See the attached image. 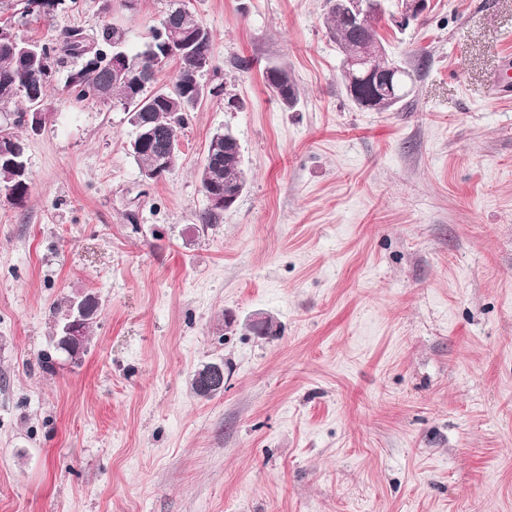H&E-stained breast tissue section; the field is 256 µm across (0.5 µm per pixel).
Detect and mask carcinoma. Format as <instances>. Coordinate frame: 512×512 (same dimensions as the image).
Masks as SVG:
<instances>
[{
    "label": "carcinoma",
    "mask_w": 512,
    "mask_h": 512,
    "mask_svg": "<svg viewBox=\"0 0 512 512\" xmlns=\"http://www.w3.org/2000/svg\"><path fill=\"white\" fill-rule=\"evenodd\" d=\"M328 12L325 27L342 56L353 53L364 43H382L376 29L379 13L375 12L362 25L350 21L344 10L345 0H327ZM62 0H23L21 15L48 16ZM181 52L171 55L167 52L169 35L164 27L155 28L145 48L136 53L125 47V32L112 24L102 26L96 38L90 40L92 50L79 54L74 49V40L84 37L81 30H64L52 43H45L19 34L13 27H0L13 32L10 38L0 37V108L21 99L25 108L16 113L13 122L0 126V137L6 146L19 150L18 166L27 167L25 144L16 133L18 128H29L26 119L34 111L37 101H44L56 66L68 60L78 61L64 82V88L76 100L108 101L117 99L130 114L133 126L141 125L145 131L154 132V142L133 150L140 170L153 168L162 155V142L177 139L178 128L184 126L191 113L197 111L205 98L199 89L202 73L195 68L196 60L214 58L212 32L201 21L193 23L179 21ZM120 50L129 61V68L121 79L112 77V52ZM165 58L177 64L176 74L170 85L153 88L160 68L153 58ZM265 81L273 96L287 109L297 102L295 85L287 72L277 66L266 70ZM414 73L406 68L393 74L389 79L362 82L357 78H343L346 95L360 110L385 112L401 103L410 92ZM206 157L209 162L199 171L203 194L226 193L238 184H246L247 177L241 163V146L238 139L228 131L215 132L209 141ZM0 187L9 199L22 205L28 198L29 176H23L16 168L0 161ZM224 221V212L203 208L198 214L201 229Z\"/></svg>",
    "instance_id": "obj_1"
}]
</instances>
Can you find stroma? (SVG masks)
<instances>
[{"instance_id": "1", "label": "stroma", "mask_w": 512, "mask_h": 512, "mask_svg": "<svg viewBox=\"0 0 512 512\" xmlns=\"http://www.w3.org/2000/svg\"><path fill=\"white\" fill-rule=\"evenodd\" d=\"M189 4L225 93L179 129L173 171L143 182L123 107L75 100L60 67L29 197L0 190V512H512V86L492 83L512 0L382 19L417 72L387 112L348 99L326 0ZM166 9L0 21L42 40L113 23L135 52ZM220 129L247 185L204 230ZM81 295L98 312L71 362L52 336ZM215 361L224 391L199 397ZM265 81L267 88L283 107L291 109L295 106L297 102V91L295 85L283 68L277 66L268 68L266 70Z\"/></svg>"}]
</instances>
